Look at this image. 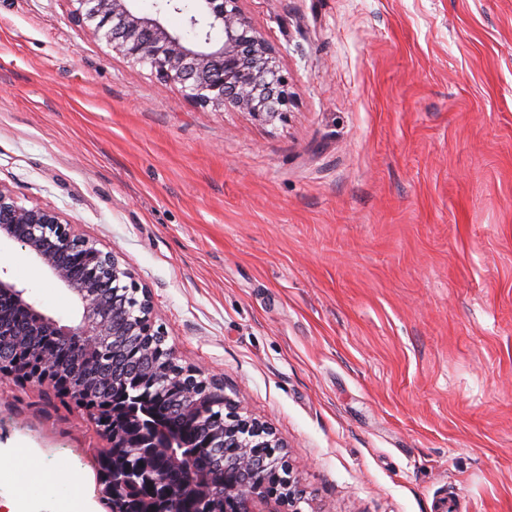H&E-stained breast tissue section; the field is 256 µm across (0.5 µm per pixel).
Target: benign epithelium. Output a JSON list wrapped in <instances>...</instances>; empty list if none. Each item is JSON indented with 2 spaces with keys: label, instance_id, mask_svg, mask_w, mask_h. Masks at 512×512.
<instances>
[{
  "label": "benign epithelium",
  "instance_id": "benign-epithelium-1",
  "mask_svg": "<svg viewBox=\"0 0 512 512\" xmlns=\"http://www.w3.org/2000/svg\"><path fill=\"white\" fill-rule=\"evenodd\" d=\"M72 20L89 30L116 53L134 64H147L162 82L181 86L187 99L201 107L221 111L230 106L261 124L284 117L288 105V77L279 66V49L247 16L243 0H191L185 8L164 0V8L188 11V23L204 33L195 44L169 30L161 13L142 16L134 0H68ZM220 29L224 40L215 43L211 32ZM13 242L59 286L75 299L79 316L66 325L43 310L28 289L0 277V297L24 311L29 324L18 330L0 318V372L14 373L46 390L70 396L93 420L109 441L97 469L101 501L119 510L131 488L149 479L163 486L156 504L141 512H177L165 486L168 470L183 474L199 499L214 487L208 474L195 472L179 448L177 427L160 431L113 425L116 412L102 405L91 384L107 379V364L118 346L142 350V371L156 382L171 375L159 364L153 336L165 331L155 327L150 290L140 285L114 251L104 252L77 233L75 225L52 210L27 208L8 187L0 184V241ZM73 337L80 348L79 365L66 368L51 341ZM181 375L185 399L169 403L170 419H202L224 399L223 388L203 379L199 368L184 367ZM230 424L208 432V447L235 448L237 456L224 467V512H281L295 503L298 481L291 476L281 443L263 423L227 405Z\"/></svg>",
  "mask_w": 512,
  "mask_h": 512
}]
</instances>
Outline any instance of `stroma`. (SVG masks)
<instances>
[{"label": "stroma", "mask_w": 512, "mask_h": 512, "mask_svg": "<svg viewBox=\"0 0 512 512\" xmlns=\"http://www.w3.org/2000/svg\"><path fill=\"white\" fill-rule=\"evenodd\" d=\"M290 102L216 112L76 26L0 0V182L151 291L183 366L268 425L301 512H512V0H243ZM0 276L67 321L16 244ZM107 441L0 374V492L106 512Z\"/></svg>", "instance_id": "obj_1"}]
</instances>
